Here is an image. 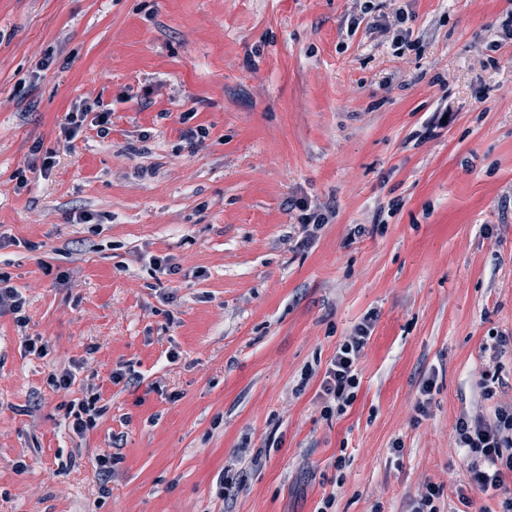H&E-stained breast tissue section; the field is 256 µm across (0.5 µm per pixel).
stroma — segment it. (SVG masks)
<instances>
[{"label":"stroma","instance_id":"35a3bbf8","mask_svg":"<svg viewBox=\"0 0 512 512\" xmlns=\"http://www.w3.org/2000/svg\"><path fill=\"white\" fill-rule=\"evenodd\" d=\"M0 271V512H498L455 426L512 402V0H0ZM92 111V105L83 104L82 106H76L73 110L65 113L64 122L60 128L68 143L75 139L82 128L83 123L86 121L87 116ZM10 280L11 277L7 273L0 272V310L4 309L14 314L16 322L24 324L26 323L25 300L17 288L10 284ZM369 335V326L360 325L354 335L348 336L337 349L321 383L325 415H331L335 408L337 412L343 411L354 399L355 389L360 384L357 363L370 339Z\"/></svg>","mask_w":512,"mask_h":512}]
</instances>
